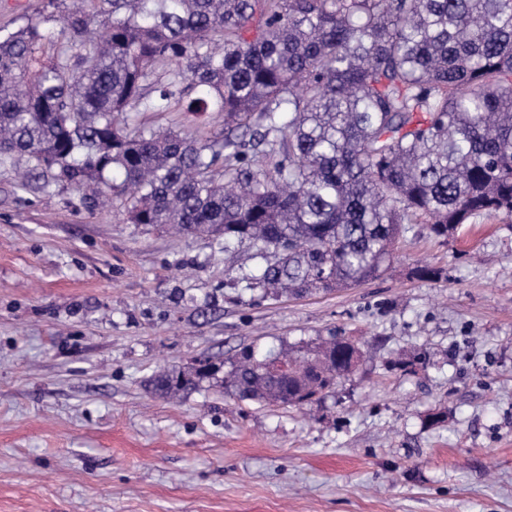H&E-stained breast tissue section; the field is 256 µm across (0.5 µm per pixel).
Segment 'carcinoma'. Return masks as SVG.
<instances>
[{"label":"carcinoma","mask_w":512,"mask_h":512,"mask_svg":"<svg viewBox=\"0 0 512 512\" xmlns=\"http://www.w3.org/2000/svg\"><path fill=\"white\" fill-rule=\"evenodd\" d=\"M0 30V166L25 161L128 222L248 243L239 279L298 295L377 275L410 224L443 239L512 217V0H81ZM224 113V139L141 112ZM360 357L244 348L163 373H223L241 400L302 409Z\"/></svg>","instance_id":"cac0c4a2"}]
</instances>
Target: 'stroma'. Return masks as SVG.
Returning a JSON list of instances; mask_svg holds the SVG:
<instances>
[{
    "label": "stroma",
    "instance_id": "1",
    "mask_svg": "<svg viewBox=\"0 0 512 512\" xmlns=\"http://www.w3.org/2000/svg\"><path fill=\"white\" fill-rule=\"evenodd\" d=\"M139 119L224 136L217 113ZM250 263L0 168V512H512V222L412 225L378 277L331 292L260 297ZM332 334L363 355L301 412L213 379L149 388Z\"/></svg>",
    "mask_w": 512,
    "mask_h": 512
}]
</instances>
